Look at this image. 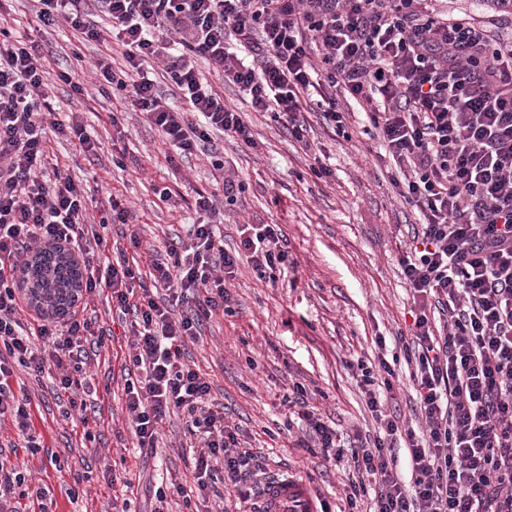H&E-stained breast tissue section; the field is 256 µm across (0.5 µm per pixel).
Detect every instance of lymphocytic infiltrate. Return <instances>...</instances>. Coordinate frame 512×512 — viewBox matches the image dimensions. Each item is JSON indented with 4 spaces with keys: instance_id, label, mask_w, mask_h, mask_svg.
<instances>
[{
    "instance_id": "f902f5d3",
    "label": "lymphocytic infiltrate",
    "mask_w": 512,
    "mask_h": 512,
    "mask_svg": "<svg viewBox=\"0 0 512 512\" xmlns=\"http://www.w3.org/2000/svg\"><path fill=\"white\" fill-rule=\"evenodd\" d=\"M429 0H34L38 26L67 23L78 42L115 41L124 61L99 59L94 76L126 92L163 143L180 157L206 149L214 132L257 148L251 124L203 74L213 66L249 97L253 111L288 122L316 111L348 137L335 89L363 109L395 166L393 186L419 211L401 265L412 320L395 343L416 392L422 431H404L410 477L396 467L390 436L400 419L381 392L396 374L386 359L358 363L355 375L379 432L350 456L349 512H512V30L498 19L440 13ZM34 39L0 26V422L39 449L27 388L17 368L56 371L81 411L96 410L99 389L84 366L111 336L98 320L71 311L36 314L24 324L15 272L51 244L76 252L86 295L106 294L132 350L124 402L141 452L153 454L159 426L182 414L193 439L191 472L200 495L226 474L240 501L254 494L258 454L239 450L206 374L187 360L215 315L229 311L227 288L247 254L258 277L288 269L279 225L246 224L237 251L224 248L216 198L234 202L243 183L197 192L200 216L186 238L165 244L148 268L130 260L143 240L117 197L91 210L94 196L49 171L47 134L99 143L79 115L58 120ZM159 60L188 108L174 111L148 71ZM130 227L128 253L108 255L109 226ZM305 433L327 461L343 458L335 428L294 384ZM378 487L369 494L368 484Z\"/></svg>"
}]
</instances>
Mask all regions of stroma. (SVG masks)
Wrapping results in <instances>:
<instances>
[{"mask_svg":"<svg viewBox=\"0 0 512 512\" xmlns=\"http://www.w3.org/2000/svg\"><path fill=\"white\" fill-rule=\"evenodd\" d=\"M13 18L16 36L34 38L49 52V72L68 71L84 93L74 95L71 83H57L52 92L56 112L81 113L101 149L87 161L77 141L51 136L47 154L83 188L100 199L122 197L141 226L145 246L140 264L151 262L167 238L186 235L198 216L196 191L212 192L226 176L245 185L234 204L225 205V248H234L243 224L279 225L292 263L276 280L259 279L247 257H240L238 275L229 291L233 315L211 320L202 341L189 351L209 374L212 392L224 405L225 424L239 427L242 450L260 453L266 476L286 474L307 485L313 499L329 512H346L343 488L353 470L349 460L328 463L323 455L296 447L303 431L291 416L288 401L294 383L311 392L325 421L335 427L342 445L357 436L377 437L351 368L377 359L375 337L393 339L405 326L411 307L400 263L409 250L415 207L391 184L394 166L383 159L381 141L352 101L339 99L348 114L351 141L310 118L306 143L295 141L271 113L253 111L246 96L226 86L215 70L204 73L229 105L251 121L258 148L218 135L213 144L224 154L223 170H214L205 156L168 164L166 146L142 115L127 112L125 94H102L92 69L102 45L77 46L68 27L38 28L31 0H0ZM124 116L122 128L113 113ZM330 171L317 178L312 165ZM170 187L181 201L172 207L160 201L155 187ZM130 349L115 336L98 359L86 367L96 385L108 387L101 413L83 419L80 411L63 417L70 392L54 375L25 376V386L38 404L37 427L45 446L38 452L17 447L0 451V464L24 471L31 486L49 485L56 512H114L121 501L126 512H151L157 491H164L169 512H251L252 503L237 504L232 484L223 497L184 503L174 482L189 479L182 419L171 417L161 427L155 455L141 454L123 406V367Z\"/></svg>","mask_w":512,"mask_h":512,"instance_id":"obj_1","label":"stroma"}]
</instances>
